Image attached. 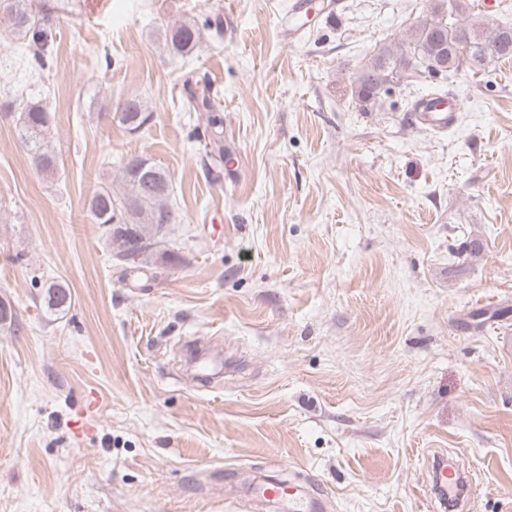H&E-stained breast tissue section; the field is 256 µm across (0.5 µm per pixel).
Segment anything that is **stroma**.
I'll return each mask as SVG.
<instances>
[{
  "instance_id": "stroma-1",
  "label": "stroma",
  "mask_w": 512,
  "mask_h": 512,
  "mask_svg": "<svg viewBox=\"0 0 512 512\" xmlns=\"http://www.w3.org/2000/svg\"><path fill=\"white\" fill-rule=\"evenodd\" d=\"M317 2L300 24L292 0H27L48 42L0 27V512H271L255 478L324 512H445L419 494L439 456L478 486L465 512H512V59L364 111L357 70L430 0ZM184 21L188 58L165 47ZM190 71L234 157L216 184ZM435 92L462 104L443 134L407 112ZM29 102L51 177L18 142ZM134 155L181 218L157 272L113 262L88 213ZM190 340L224 349L212 389ZM165 37L169 50L178 57H190L197 49V29L193 23L175 25L167 30ZM197 83V88L188 93L187 99L183 104L184 112H199L206 110L210 112L207 118L208 125L213 129H219L223 126V120L216 113L215 100L212 97L211 88L206 81L202 84ZM119 119L130 132H138L151 120V114L145 112L139 98L129 97L119 104ZM45 288L47 305L54 310H62L70 307L72 295L69 286L62 282H53Z\"/></svg>"
}]
</instances>
